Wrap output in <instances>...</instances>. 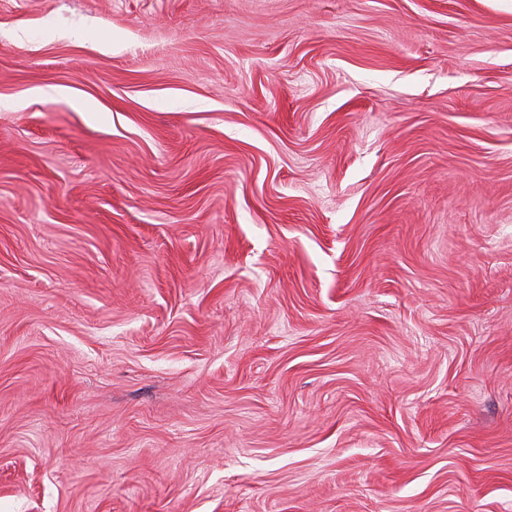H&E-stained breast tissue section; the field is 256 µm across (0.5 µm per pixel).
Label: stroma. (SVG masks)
I'll use <instances>...</instances> for the list:
<instances>
[{"label": "stroma", "instance_id": "stroma-1", "mask_svg": "<svg viewBox=\"0 0 512 512\" xmlns=\"http://www.w3.org/2000/svg\"><path fill=\"white\" fill-rule=\"evenodd\" d=\"M0 512H512V0H0Z\"/></svg>", "mask_w": 512, "mask_h": 512}]
</instances>
